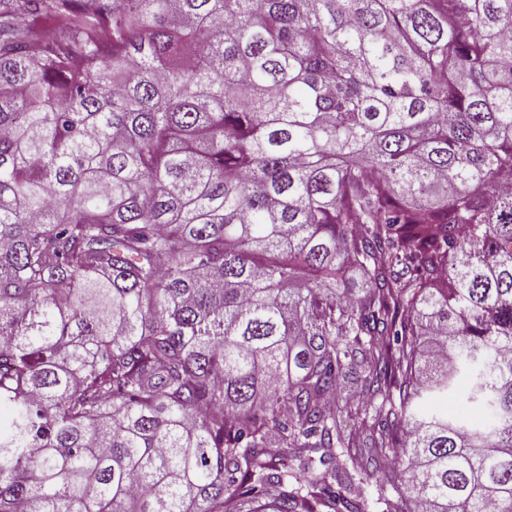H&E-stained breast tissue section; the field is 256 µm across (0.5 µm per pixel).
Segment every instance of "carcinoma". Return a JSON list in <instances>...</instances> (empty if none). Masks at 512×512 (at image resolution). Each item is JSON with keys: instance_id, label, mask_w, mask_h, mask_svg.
Here are the masks:
<instances>
[{"instance_id": "1", "label": "carcinoma", "mask_w": 512, "mask_h": 512, "mask_svg": "<svg viewBox=\"0 0 512 512\" xmlns=\"http://www.w3.org/2000/svg\"><path fill=\"white\" fill-rule=\"evenodd\" d=\"M374 475L512 512V0H0V512Z\"/></svg>"}]
</instances>
